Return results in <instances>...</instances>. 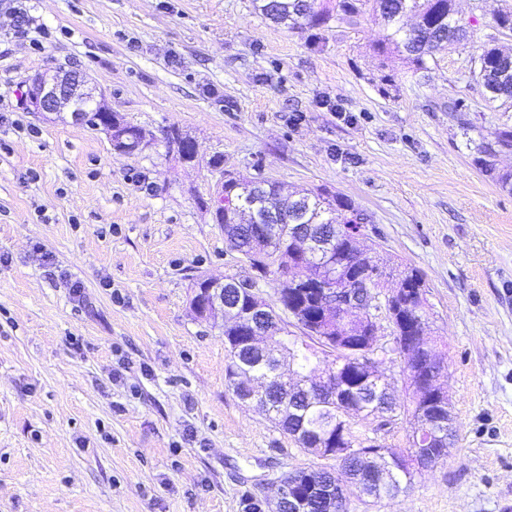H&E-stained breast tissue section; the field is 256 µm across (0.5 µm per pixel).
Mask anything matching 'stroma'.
Returning <instances> with one entry per match:
<instances>
[{
    "label": "stroma",
    "mask_w": 512,
    "mask_h": 512,
    "mask_svg": "<svg viewBox=\"0 0 512 512\" xmlns=\"http://www.w3.org/2000/svg\"><path fill=\"white\" fill-rule=\"evenodd\" d=\"M455 3L470 39L420 78L369 12L290 29L253 0H0V512H246L326 466L228 389L224 326L191 308L199 277L251 274L204 206L224 172L348 197L364 248L423 275L453 445L348 512H512V190L474 151L512 112L471 75L483 46L512 53V0ZM62 70L147 148L37 112L31 79Z\"/></svg>",
    "instance_id": "obj_1"
}]
</instances>
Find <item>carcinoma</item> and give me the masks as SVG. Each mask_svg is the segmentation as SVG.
Instances as JSON below:
<instances>
[{
	"label": "carcinoma",
	"mask_w": 512,
	"mask_h": 512,
	"mask_svg": "<svg viewBox=\"0 0 512 512\" xmlns=\"http://www.w3.org/2000/svg\"><path fill=\"white\" fill-rule=\"evenodd\" d=\"M455 0H335L329 7L319 0H254V8L272 22L290 29L303 26L311 28L326 23L331 17L358 23L369 10L385 26L387 34L378 47L384 57L400 56L416 72L428 70L427 58L449 45L448 26L455 21L457 11ZM418 18L417 26L423 36L406 38L402 20L406 16ZM472 76L481 85L490 103H500L512 109V54H505L496 47H485L473 58ZM512 149V129L503 128L493 132V141L477 145L478 158L482 168L494 174L488 157L498 150ZM281 187L272 181L263 187H252L246 180L228 178L224 180V198L236 201L233 207L224 208L220 227L224 236L235 241L240 247L241 258L259 254V264L249 263L257 279L273 278L278 283L277 295L283 303L288 300L308 301L311 295L306 289L320 286L327 279L335 259L348 248V241L334 236L331 253H322L302 261L293 277L298 279L295 286L283 287L280 283L281 263L290 254L291 243L298 232L316 231L324 224L336 223V216L355 209L349 199L317 187L288 195L280 199ZM377 270L376 287L385 288L386 279H394L393 287L399 288L413 278H422L421 273L408 265H390L384 257L371 258ZM282 334L274 339L272 349L258 352L241 346L237 353L227 351L225 377L228 387L236 396L244 392L249 379L258 380L256 398L266 415L283 432L290 435L304 450L317 447L321 434L325 432L328 420H336V429L347 437V447L352 449L348 458L336 460L338 468L350 479L351 488L373 500L394 498L406 491L414 482L417 473L410 468L407 460L414 457L416 448H434L436 443L428 442L426 420L422 418L424 401L419 399L417 385V364L401 362V372L412 390L410 401L398 403L391 392L382 388L390 386L388 378H382L370 385L365 382L367 365L364 356L353 350H339L336 339L329 337L328 321L313 320L307 324V331L296 336L288 330L285 318H279ZM345 325L352 333H367L370 324L365 322V313L352 310L345 318ZM294 356V372L298 382L293 394L300 401L292 402L288 389L280 383L273 372L279 362L289 361ZM345 368V374L338 377L343 386L334 395L318 393L307 386L311 374L323 367ZM381 404L393 406L395 420L406 417L414 421L407 453L395 454V474L385 480L379 466L372 457L384 448L378 438L371 437L361 427L356 417H365Z\"/></svg>",
	"instance_id": "obj_1"
}]
</instances>
